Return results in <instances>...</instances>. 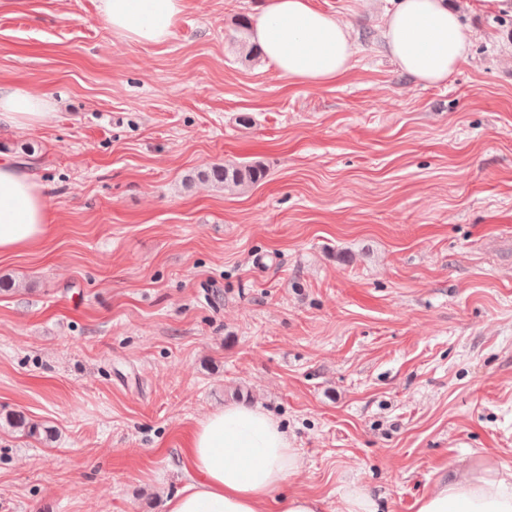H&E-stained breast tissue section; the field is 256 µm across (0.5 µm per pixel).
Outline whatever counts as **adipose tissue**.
Wrapping results in <instances>:
<instances>
[{
	"label": "adipose tissue",
	"instance_id": "ef3b65f1",
	"mask_svg": "<svg viewBox=\"0 0 512 512\" xmlns=\"http://www.w3.org/2000/svg\"><path fill=\"white\" fill-rule=\"evenodd\" d=\"M190 0H103L113 33L134 44L169 40ZM383 46L418 84L437 86L467 60L476 38L449 0H395L382 19ZM252 39L265 59L296 83L318 86L351 67L350 28L314 0H264ZM47 95L0 83V126L42 123L54 110ZM48 195L24 164L0 159V253L29 248L46 232ZM188 484L166 512H323V501L292 490L300 453L266 412L229 404L199 421L186 450ZM418 512H512V466L493 458L470 462L439 479Z\"/></svg>",
	"mask_w": 512,
	"mask_h": 512
}]
</instances>
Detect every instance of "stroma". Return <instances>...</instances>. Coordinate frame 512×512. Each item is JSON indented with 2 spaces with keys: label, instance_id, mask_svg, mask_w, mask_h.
I'll return each mask as SVG.
<instances>
[{
  "label": "stroma",
  "instance_id": "obj_1",
  "mask_svg": "<svg viewBox=\"0 0 512 512\" xmlns=\"http://www.w3.org/2000/svg\"><path fill=\"white\" fill-rule=\"evenodd\" d=\"M260 3L190 0L149 45L101 0H0V81L57 104L0 128L51 212L0 255V512H165L230 403L281 419L330 508L512 464V16L466 12L471 55L423 87L384 53L390 0H315L354 54L310 86L234 43ZM224 163L267 177L199 179ZM379 503L359 487H347L339 494L332 512H381Z\"/></svg>",
  "mask_w": 512,
  "mask_h": 512
}]
</instances>
